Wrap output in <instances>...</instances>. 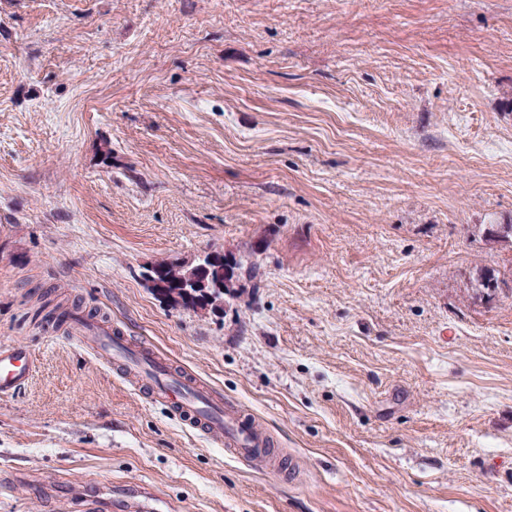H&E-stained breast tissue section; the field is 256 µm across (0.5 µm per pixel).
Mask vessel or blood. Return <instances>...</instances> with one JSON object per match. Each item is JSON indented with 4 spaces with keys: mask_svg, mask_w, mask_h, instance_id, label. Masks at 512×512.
<instances>
[{
    "mask_svg": "<svg viewBox=\"0 0 512 512\" xmlns=\"http://www.w3.org/2000/svg\"><path fill=\"white\" fill-rule=\"evenodd\" d=\"M58 330L70 333L94 347L101 359L113 365L136 364L143 392L165 404L171 413L192 427H201L211 437L223 440L237 457L276 459L270 438L260 432L235 406L211 393L191 374L176 373L157 352L135 347L119 336L110 322L71 314L57 321ZM29 349L17 343H0V395L24 387L32 376Z\"/></svg>",
    "mask_w": 512,
    "mask_h": 512,
    "instance_id": "1",
    "label": "vessel or blood"
}]
</instances>
